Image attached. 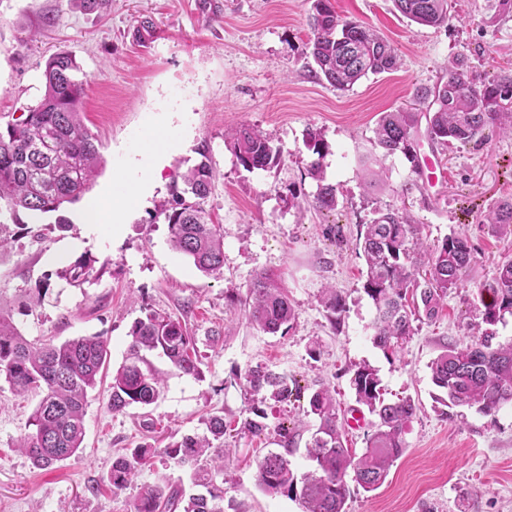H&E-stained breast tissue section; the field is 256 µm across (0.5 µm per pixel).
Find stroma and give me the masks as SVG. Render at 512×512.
Returning <instances> with one entry per match:
<instances>
[{
	"label": "stroma",
	"mask_w": 512,
	"mask_h": 512,
	"mask_svg": "<svg viewBox=\"0 0 512 512\" xmlns=\"http://www.w3.org/2000/svg\"><path fill=\"white\" fill-rule=\"evenodd\" d=\"M330 2L341 19L363 22L388 40L398 70L368 75L345 92L318 79L307 67L312 0H110L103 13L76 0H0V126L41 100L48 58L66 53L86 82L82 119L102 158L89 191L59 212L36 219L0 212L13 238L0 250V304L31 339L102 336L111 370L127 355L134 321L144 309L158 310L186 325L201 370L200 377L185 376L155 358L165 374L161 398L121 413L109 405L112 378L104 376L88 397L82 450L46 470L33 468L15 446L30 431L39 397L0 378V512H134L143 484L189 485L166 448L203 432L208 416L228 423L247 417L244 374L257 365L296 378L303 396L322 384L334 388L347 446L362 453L367 430L349 421L357 407L350 379L364 364L377 370L386 401L408 397L419 411L385 482L354 493L347 512H512V405L492 415L445 407L435 400L429 369L445 346L488 330L475 292L499 261L512 258V235L485 222L489 208L512 199V136L460 149L421 140V156L437 155L446 178L421 180L405 197L410 165L402 154H384L374 135L380 113L412 105L417 88L447 78L453 60L465 59L478 78L512 70V16L501 13L499 0H451L447 26L432 28L403 17L392 0ZM146 19L153 32L141 43L133 32ZM239 124L258 126L280 147L278 166L249 172L238 164L225 132ZM312 130L328 144L322 164L337 188L332 213L306 203L317 190L307 174ZM366 154L387 179L375 192L360 166ZM159 155V179L126 194L133 161ZM205 158L216 170L207 208L224 230L220 277L204 275L172 248L162 214L173 182ZM118 197L120 233L108 223H86L89 205ZM386 206L407 207L426 243L465 234L477 258L439 316L416 323L389 355L373 343L374 307L356 250L361 225ZM332 226L340 238L327 236ZM80 258L92 270L76 286L62 272ZM260 272L279 275L288 290L295 321L285 335L264 333L247 319L242 300ZM328 284L346 301L336 325L320 302ZM22 297L34 306H19ZM215 328L224 336L213 343L208 334ZM302 407L301 400L269 403L261 435L227 436L225 463L234 481L225 485V499L247 512H302L298 501L266 495L256 483L258 460L280 449L274 428L282 421L298 429L290 456L296 472L310 469L305 448L315 421ZM141 445L153 448V458L113 489V461Z\"/></svg>",
	"instance_id": "35a3bbf8"
}]
</instances>
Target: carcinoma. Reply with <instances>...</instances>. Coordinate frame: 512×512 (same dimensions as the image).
I'll use <instances>...</instances> for the list:
<instances>
[{"instance_id":"1","label":"carcinoma","mask_w":512,"mask_h":512,"mask_svg":"<svg viewBox=\"0 0 512 512\" xmlns=\"http://www.w3.org/2000/svg\"><path fill=\"white\" fill-rule=\"evenodd\" d=\"M395 9L410 21L426 27L448 23L450 0H393ZM309 57L314 73L340 91H347L368 74L396 70L400 65L392 45L357 21L340 19L329 0H313L310 14ZM80 67L67 54L51 57L45 65V93L40 102L23 113V119L0 129V202L11 213L56 212L86 193L100 163L98 140L85 127L80 108L84 81ZM420 107L381 113L375 142L387 154L401 153L414 178L404 192L418 187L423 176L420 156L412 141L424 135L431 143L465 147L485 132L512 134V71H502L477 82L458 59L448 80L422 87L415 94ZM426 127H421V121ZM237 162L244 169L275 167L281 150L259 128L238 126L225 134ZM306 146L317 159L308 175L317 192L308 205L317 211L336 209V186L324 183L320 159L328 149L321 133L308 134ZM216 171L202 161L180 174L171 200L162 209L174 250L191 258L208 276L224 274V231L212 222L207 209ZM486 223L512 233V201L489 209ZM423 225L412 223L407 211L387 208L363 225L359 254L366 265L364 293L375 309L373 341L397 352L414 331L413 323L434 319L464 275L475 265L469 239L463 233L427 245ZM482 322L494 325L512 316V259H504L493 276L478 288ZM322 303L331 323L345 312L346 302L333 287L322 290ZM245 304L253 325L268 334L287 332L295 310L285 287L268 273L257 274L247 289ZM124 363L112 373L110 406L120 413L131 406L147 408L162 393L161 376L147 358L157 353L178 373L199 374L190 354L194 339L181 321L152 309L132 325ZM110 362L107 342L98 335L79 336L55 344L29 339L12 317L0 308V376L18 393L40 389L43 397L30 421L34 432L21 438L18 448L33 466L46 469L73 457L84 442V418L89 392L96 388ZM431 380L440 394L435 400L446 407L467 406L491 415L512 403V344L492 346L487 339L465 346L448 345L430 363ZM252 399L253 417L241 431L259 435L267 429L265 405L285 402L300 393L296 381L284 373L257 366L244 374ZM356 402L376 417L361 455L351 452L338 418L336 398L326 386L315 389L307 413L317 428L307 448L312 462L297 478L288 454L295 433L280 423L275 432L285 452L270 451L257 464V485L270 495L299 498L304 512H346L353 489H377L394 461L406 448L405 431L417 405L410 399L387 403L380 397V380L374 368L364 364L351 379ZM207 432L185 436L166 448V456L180 467L194 470L193 484L203 488L185 494L178 487L147 484L142 487L135 512H244L241 504L224 501V449L214 443L224 439V418L206 420ZM151 449L139 446L112 463V487L121 489L142 467Z\"/></svg>"}]
</instances>
